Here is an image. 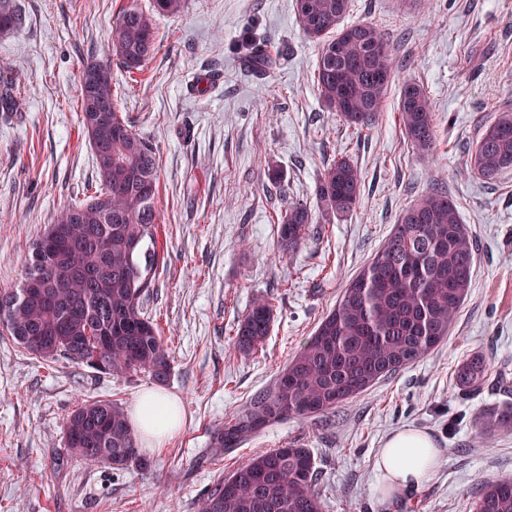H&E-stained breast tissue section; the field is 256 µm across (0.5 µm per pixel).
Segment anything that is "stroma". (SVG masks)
<instances>
[{"label":"stroma","instance_id":"35a3bbf8","mask_svg":"<svg viewBox=\"0 0 512 512\" xmlns=\"http://www.w3.org/2000/svg\"><path fill=\"white\" fill-rule=\"evenodd\" d=\"M127 3L0 0L18 19L0 33V72L11 73L23 103L0 111V289L21 283L44 225L95 185L78 75L108 52ZM347 21L384 32L396 63L382 112L358 135L322 106L318 45L300 29L295 0H186L182 13L157 18L141 71L113 70L120 115L159 159V262L144 307L168 345L164 390L179 400L182 426L146 451V470L61 461L69 412L91 399L131 409L154 382L46 362L0 331V512H197L215 482L293 441L320 470L325 512H470L487 481L512 477V431L480 428L491 409L512 405V170L488 182L465 166L481 129L512 104V0H421L410 12L397 0H352ZM252 35L279 52L259 77L243 66ZM406 79L424 86L434 112L426 155L401 129L396 87ZM341 156L362 180L358 207L342 217L316 196ZM438 188L456 203L476 257L446 339L325 418H292L233 452L216 448L215 432L273 385L400 214ZM291 203L309 208L315 226L288 250L277 230ZM260 296L271 298L275 320L245 355L232 337ZM477 353L490 379L466 398L456 369ZM403 427L427 431L440 454L427 483L386 499L375 457Z\"/></svg>","mask_w":512,"mask_h":512}]
</instances>
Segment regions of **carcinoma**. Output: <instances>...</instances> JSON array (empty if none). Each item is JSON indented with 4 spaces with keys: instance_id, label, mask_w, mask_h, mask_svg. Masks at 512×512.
<instances>
[{
    "instance_id": "carcinoma-1",
    "label": "carcinoma",
    "mask_w": 512,
    "mask_h": 512,
    "mask_svg": "<svg viewBox=\"0 0 512 512\" xmlns=\"http://www.w3.org/2000/svg\"><path fill=\"white\" fill-rule=\"evenodd\" d=\"M185 0H153L149 14L132 3L122 8L112 30V53L86 65L112 71L140 70L155 49L153 15L182 12ZM352 0H296L303 32L319 42L317 84L323 106L361 131L381 111L394 61L382 32L370 24L342 27ZM245 61L257 73L276 63L265 44L249 42ZM95 96L110 106L89 141L97 190L44 226L24 258L25 277L0 289V329L46 362L63 357L100 374L146 373L167 380L170 356L156 323L143 306L149 272L157 264L155 224L159 161L153 148L120 117L112 78ZM22 102L8 82L0 107L16 112ZM400 124L421 153L434 144L433 112L425 89L407 79L399 88ZM466 167L486 181L512 168V107L497 113L468 154ZM316 195L326 209L346 215L359 203L361 178L346 159L321 174ZM312 221L307 208L291 204L279 222L280 243L296 246ZM474 244L448 192L434 190L405 209L382 249L343 291L336 307L295 352L271 388L224 423L216 436L226 451L290 417L321 418L364 392L379 379L415 364L447 336L471 288ZM273 305L257 298L236 327L242 352L269 335ZM487 375L474 355L458 369L467 394L480 392ZM492 432L512 428V407L482 419ZM65 452L73 460L116 470L148 468L123 407L86 400L66 418ZM320 473L309 449L289 442L256 454L199 500L198 512H324ZM472 512H512V479L485 483Z\"/></svg>"
}]
</instances>
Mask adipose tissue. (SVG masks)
Listing matches in <instances>:
<instances>
[{"instance_id":"ef3b65f1","label":"adipose tissue","mask_w":512,"mask_h":512,"mask_svg":"<svg viewBox=\"0 0 512 512\" xmlns=\"http://www.w3.org/2000/svg\"><path fill=\"white\" fill-rule=\"evenodd\" d=\"M130 420L134 431L151 449L161 446L180 426L175 402L155 391L139 395L131 408ZM438 455L428 433L404 428L391 434L376 457L381 494H406L421 487Z\"/></svg>"}]
</instances>
